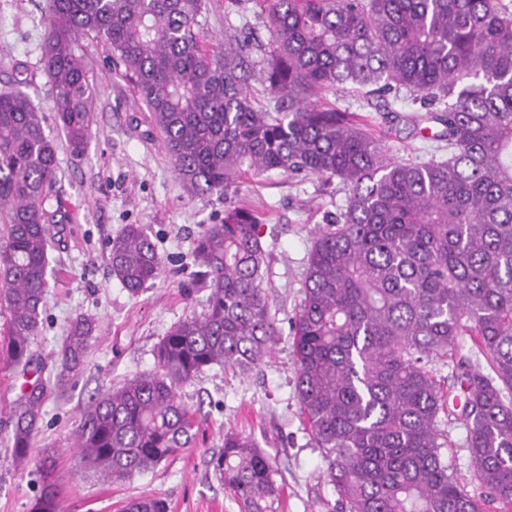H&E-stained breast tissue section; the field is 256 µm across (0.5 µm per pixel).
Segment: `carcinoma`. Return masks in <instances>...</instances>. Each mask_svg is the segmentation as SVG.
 <instances>
[{"label":"carcinoma","instance_id":"obj_1","mask_svg":"<svg viewBox=\"0 0 512 512\" xmlns=\"http://www.w3.org/2000/svg\"><path fill=\"white\" fill-rule=\"evenodd\" d=\"M206 0H49L41 62L57 125L83 152L95 87L81 36L112 48L162 134L190 195L224 196V218L194 239L207 297L174 324L154 370L89 402L74 435L83 466L122 482L194 446L200 420L179 389L207 369L246 374L280 334L266 285L262 221L237 202L275 171L344 187L345 204L315 232L302 300L289 318L304 429L323 451L338 512H512V3L503 0H224V18L250 12L269 31L228 26L224 48H202ZM257 72L266 102L249 87ZM406 91L434 123L448 156L399 158L369 117L318 104L340 89ZM58 143L20 90L0 91V359L25 372L45 308L55 225L45 207ZM108 268L137 295L163 258L147 227L109 243ZM95 321L77 316L54 377L10 411L8 444L24 465L47 399L84 363ZM490 373L460 355L464 337ZM454 361L463 395L473 490L450 471L439 414L450 392L433 359ZM241 512H278L271 457L239 434L211 458ZM123 512H166L147 497ZM32 512H62L47 481Z\"/></svg>","mask_w":512,"mask_h":512}]
</instances>
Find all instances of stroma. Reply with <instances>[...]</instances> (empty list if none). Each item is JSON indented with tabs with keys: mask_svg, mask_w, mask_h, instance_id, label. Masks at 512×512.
Segmentation results:
<instances>
[{
	"mask_svg": "<svg viewBox=\"0 0 512 512\" xmlns=\"http://www.w3.org/2000/svg\"><path fill=\"white\" fill-rule=\"evenodd\" d=\"M45 8L46 0H0V90L13 88L16 68L24 66L31 76L25 91L54 136L58 129L40 62ZM78 51L97 87L94 124L81 157L60 143L57 181L47 194V207L62 208L67 220L50 252L36 363L53 373L56 352L76 315L94 317L97 327L83 367L45 404L31 458L22 467L14 464L5 440L24 379L0 363V512H31L47 458L54 461L63 512H120L123 502L144 495L163 499L168 512H240L209 465L228 432L250 437L275 457L282 486L278 512H333L336 492L324 479L326 461L302 429L286 327L271 360L251 375L216 366L181 387L182 400L200 413L194 447L123 483L99 481L82 469L74 432L91 398L152 370L156 348L170 327L201 312L204 294L192 264L193 240L203 225L223 217L224 199L187 195L160 132L111 49L84 35ZM388 103L389 114L377 120L378 135L395 153L425 160L435 156L437 141L410 134L399 120L415 109L409 94L389 97ZM241 199L264 218L269 294L278 319H285L302 299L312 234L345 195L315 178L297 182L272 172L247 186ZM128 224L147 225L164 258L160 278L135 296L112 280L106 261L110 241ZM440 427L448 435L449 465L469 482L464 421L452 414L442 417Z\"/></svg>",
	"mask_w": 512,
	"mask_h": 512,
	"instance_id": "obj_1",
	"label": "stroma"
}]
</instances>
